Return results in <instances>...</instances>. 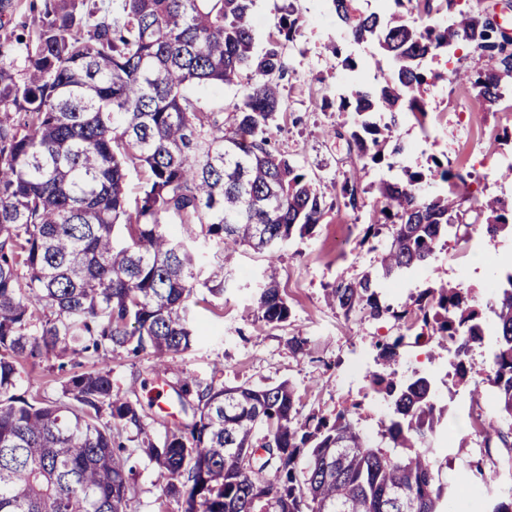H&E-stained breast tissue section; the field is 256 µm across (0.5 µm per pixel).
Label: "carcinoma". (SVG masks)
Wrapping results in <instances>:
<instances>
[{"label":"carcinoma","mask_w":512,"mask_h":512,"mask_svg":"<svg viewBox=\"0 0 512 512\" xmlns=\"http://www.w3.org/2000/svg\"><path fill=\"white\" fill-rule=\"evenodd\" d=\"M393 0L398 10L363 12L357 0H331L332 52L343 69L347 41L375 46L384 85L355 77L336 94V111L357 115L350 133L357 159L379 163L405 115L427 114L422 62L464 44L492 61L452 71L482 103L512 96V41L503 39L482 0ZM255 0H43L39 23L0 42V512H127L134 495L131 454L114 430L134 428L137 451L155 462L162 498L183 512H448L460 483L485 488L481 512H512V273L495 281L489 308L497 340L488 364L467 359L485 324L461 285L429 288L395 310L381 289L428 265L465 202L475 213L462 240L479 229L512 227V203L465 194L467 175L438 161L405 170L378 187L366 237L388 233L375 273L339 279L327 291L345 316L391 315L405 330L420 324L454 348L455 387L472 396L471 433L485 456L461 459L460 480L434 475L444 411L426 376L395 379L406 335L377 344L369 373L390 412L376 433L356 412L329 420L305 411L287 381L229 387L216 377L182 378L173 391L178 427L154 441L139 401L115 392L112 354L151 355L156 366L197 338V292L224 294L227 262L240 246L267 260L255 296L257 319L279 327L291 307L277 280V251L314 233L324 193L273 146L286 112L283 50L301 30L293 10L257 49ZM451 12L444 26L432 16ZM417 20L409 22L408 15ZM25 72L14 71L16 51ZM253 80L223 112L204 108L192 89ZM383 120L378 125L374 117ZM142 179L135 199L131 173ZM439 181L436 195L420 185ZM336 196L356 208L357 173ZM99 366L78 371L82 359ZM29 359L62 373L61 396L19 392Z\"/></svg>","instance_id":"carcinoma-1"}]
</instances>
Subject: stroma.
Returning <instances> with one entry per match:
<instances>
[{"instance_id": "stroma-1", "label": "stroma", "mask_w": 512, "mask_h": 512, "mask_svg": "<svg viewBox=\"0 0 512 512\" xmlns=\"http://www.w3.org/2000/svg\"><path fill=\"white\" fill-rule=\"evenodd\" d=\"M304 20L300 35L284 50L286 112L280 117L278 150L288 154L323 191L325 215L312 236L294 239L279 251L280 282L292 310L287 323L270 327L253 314V298L262 280L265 261L252 251L240 252L233 262L234 279L223 297L198 301L192 313L199 336L187 352L172 356L168 369L155 373L154 359L117 353L112 357V383L121 395L140 401L143 422L155 439L166 433L161 423L175 412L173 384L187 375L204 379L220 376L225 385L254 388L289 381L307 408L331 417L345 407H357L361 426L373 432L388 412L368 374L376 370L375 344L399 333L391 315L372 320L361 315L344 316L324 297L339 278L375 271L378 253L364 241L381 180L401 177L403 167L420 170L432 159L469 172L468 182L476 195L512 201V178L501 171L512 163V102L478 106L466 85L450 81L454 68L486 66V59L460 47L453 55L427 59L425 68L432 81L425 93L428 114L424 122L407 117L395 135L407 147L400 165L367 164L359 167L348 145L353 115L321 108L322 97H335L344 71L330 48L336 24L328 0H293ZM357 172L359 203L349 209L337 203L334 183L345 174ZM512 256V233L489 238L474 235L470 242L456 236L441 240L433 260L397 287L384 291L386 303L400 306L409 295L451 281L468 289L480 304H487L488 284L501 277V259ZM308 339L306 353H294L288 344L293 335ZM364 356L366 375L350 380L349 371L357 356ZM448 352L430 336L408 337L396 367L398 376H433L437 399L448 406L450 456L478 454L482 443L464 425V406L469 397L451 395ZM119 439L132 450V480L137 494L128 512H180L176 500H161L158 468L148 458L135 454L136 433L121 431Z\"/></svg>"}]
</instances>
